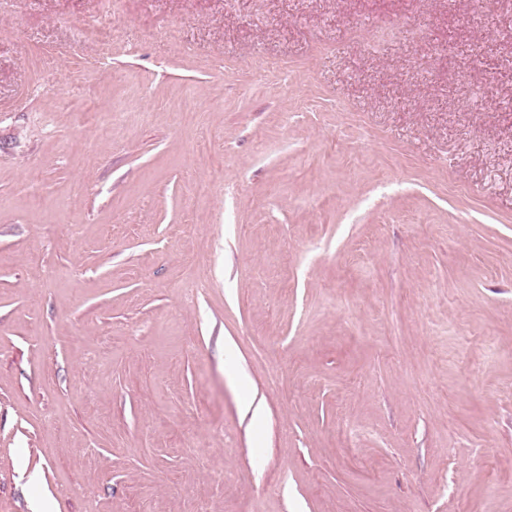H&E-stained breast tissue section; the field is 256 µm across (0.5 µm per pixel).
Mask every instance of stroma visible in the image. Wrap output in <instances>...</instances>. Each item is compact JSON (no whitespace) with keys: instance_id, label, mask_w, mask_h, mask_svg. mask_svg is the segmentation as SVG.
Instances as JSON below:
<instances>
[{"instance_id":"obj_1","label":"stroma","mask_w":512,"mask_h":512,"mask_svg":"<svg viewBox=\"0 0 512 512\" xmlns=\"http://www.w3.org/2000/svg\"><path fill=\"white\" fill-rule=\"evenodd\" d=\"M508 58L512 0H0V512H512Z\"/></svg>"}]
</instances>
